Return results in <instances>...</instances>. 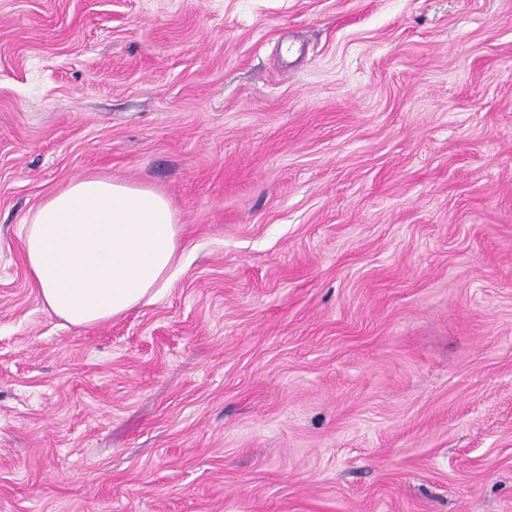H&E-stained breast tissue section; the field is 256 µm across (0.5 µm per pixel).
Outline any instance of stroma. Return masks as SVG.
I'll return each mask as SVG.
<instances>
[{"label":"stroma","instance_id":"obj_1","mask_svg":"<svg viewBox=\"0 0 512 512\" xmlns=\"http://www.w3.org/2000/svg\"><path fill=\"white\" fill-rule=\"evenodd\" d=\"M92 174L184 235L78 329ZM0 512H512V0H0ZM22 230L44 307L88 328L158 295L177 264L183 224L154 189L87 175L44 199Z\"/></svg>","mask_w":512,"mask_h":512}]
</instances>
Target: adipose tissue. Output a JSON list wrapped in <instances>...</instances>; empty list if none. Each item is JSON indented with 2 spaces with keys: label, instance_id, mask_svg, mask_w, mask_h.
<instances>
[{
  "label": "adipose tissue",
  "instance_id": "adipose-tissue-1",
  "mask_svg": "<svg viewBox=\"0 0 512 512\" xmlns=\"http://www.w3.org/2000/svg\"><path fill=\"white\" fill-rule=\"evenodd\" d=\"M22 230L44 307L88 328L158 295L177 264L183 226L154 189L87 175L44 199Z\"/></svg>",
  "mask_w": 512,
  "mask_h": 512
}]
</instances>
